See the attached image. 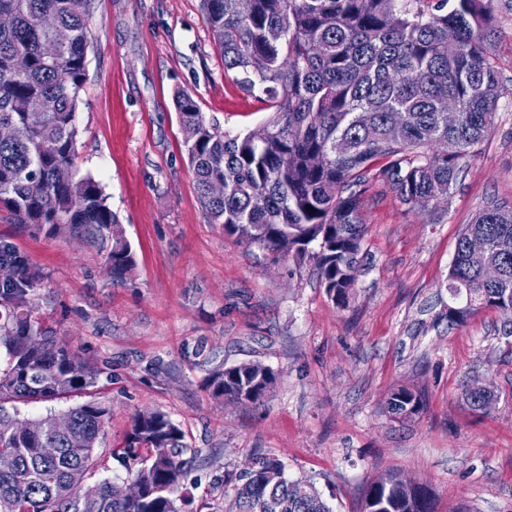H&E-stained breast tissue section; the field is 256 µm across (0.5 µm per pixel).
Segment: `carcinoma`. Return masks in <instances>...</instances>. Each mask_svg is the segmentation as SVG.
Returning <instances> with one entry per match:
<instances>
[{"mask_svg":"<svg viewBox=\"0 0 512 512\" xmlns=\"http://www.w3.org/2000/svg\"><path fill=\"white\" fill-rule=\"evenodd\" d=\"M203 0L205 20L224 57V75L265 103L269 136H230L208 123L187 93L175 99L195 190L212 224L266 252L314 264L337 303L349 298L367 232L363 195L385 183L409 208L436 216L465 176L477 148L495 130L506 88L488 44L501 0ZM92 0H0L11 15L0 27V206L19 224H66L86 240L112 239L107 263L120 277L134 266L99 184L74 164L76 110L86 81ZM459 45L448 56V42ZM27 60L24 72L13 68ZM460 120L448 127V98ZM478 238L484 250L473 253ZM499 280H485L488 265ZM0 453L15 468L0 471V502L12 512H177L173 495L196 450L160 411L137 414L113 451L137 465L140 496L105 480L94 498L81 495L69 472H89L104 435L106 408L88 401L62 413L71 427L53 436L43 418L22 419L7 405L85 393L95 374L53 333L35 328L28 292L35 273L9 244H0ZM448 290V324L483 309L512 307V203L489 199L460 234ZM274 372L256 362L215 370L209 388L227 402L260 400ZM476 410L491 394L466 390ZM389 412L402 420L424 409L421 392L392 389ZM57 448L52 459L39 449ZM280 482H266L270 471ZM237 512H332L317 492L285 476L276 458L258 457L233 485ZM360 512H432L430 490L400 472L366 487Z\"/></svg>","mask_w":512,"mask_h":512,"instance_id":"obj_1","label":"carcinoma"}]
</instances>
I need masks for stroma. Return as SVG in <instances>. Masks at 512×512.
Masks as SVG:
<instances>
[{
  "instance_id": "35a3bbf8",
  "label": "stroma",
  "mask_w": 512,
  "mask_h": 512,
  "mask_svg": "<svg viewBox=\"0 0 512 512\" xmlns=\"http://www.w3.org/2000/svg\"><path fill=\"white\" fill-rule=\"evenodd\" d=\"M75 164L99 182L135 255L114 278L104 248L69 228L16 223L0 207V242L38 273L29 305L97 372L110 417L86 485L126 482L112 451L137 413L160 410L199 454L175 493L178 512H234L229 477L273 457L334 512H358L369 482L401 472L426 484L435 512H512V336L485 310L449 326L448 271L458 237L486 200L512 201V9L489 50L508 90L494 133L453 189L446 214L408 210L381 182L364 198L368 231L346 306L312 263L271 262L208 223L195 192L175 97L235 135L265 103L224 76L202 0H93ZM258 362L276 376L253 404L214 398L219 365ZM421 391L423 412L390 416L394 387ZM490 391L486 409L465 399Z\"/></svg>"
}]
</instances>
